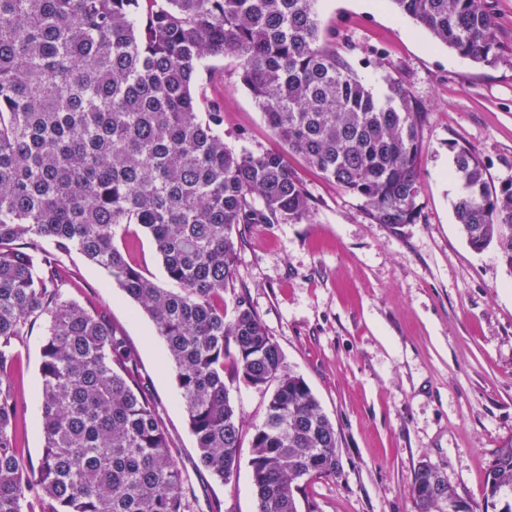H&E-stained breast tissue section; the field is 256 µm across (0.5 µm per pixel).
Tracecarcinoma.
Wrapping results in <instances>:
<instances>
[{"instance_id":"1","label":"carcinoma","mask_w":512,"mask_h":512,"mask_svg":"<svg viewBox=\"0 0 512 512\" xmlns=\"http://www.w3.org/2000/svg\"><path fill=\"white\" fill-rule=\"evenodd\" d=\"M437 43L498 60L485 0H388ZM231 56L279 148L224 143V110L200 111L205 62ZM400 81L377 97L321 45L316 0H0V512H194L136 352L105 307L70 297L61 258L77 253L154 323L175 371L200 465L222 481L239 463L243 420L225 378L270 393L252 427L256 512H300L303 483L339 473L338 435L244 294L227 318L239 241L252 224H306L312 198L296 155L360 197L376 224H410L423 147ZM454 202L469 245L512 269V181L486 178L451 145ZM148 235L170 283L119 243ZM44 323L37 471L18 448L19 347ZM441 486L442 496L430 489ZM417 512H473L422 462ZM485 501L512 512V437Z\"/></svg>"}]
</instances>
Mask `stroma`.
I'll use <instances>...</instances> for the list:
<instances>
[{"instance_id":"stroma-1","label":"stroma","mask_w":512,"mask_h":512,"mask_svg":"<svg viewBox=\"0 0 512 512\" xmlns=\"http://www.w3.org/2000/svg\"><path fill=\"white\" fill-rule=\"evenodd\" d=\"M497 18L499 58L484 66L435 43L388 0H319L320 29L375 95L404 83L421 114L424 153L414 223L376 224L361 199L296 156L289 164L314 201L306 224H257L237 253L232 306L246 292L277 342L285 370L301 376L334 423L340 471L308 482L298 499L316 512H416L411 479L429 462L474 512H486L485 479L512 437V268L495 248L472 249L456 221L451 144L479 153L488 177L512 180V0H485ZM201 105L224 106L233 148L276 142L232 57L196 80ZM123 245L156 282L163 267L150 238L130 227ZM73 297L105 306L139 357L171 450L197 512H256L242 443L222 482L203 469L163 341L151 319L102 269L73 255ZM44 329L35 324L13 374L25 405L20 449L43 453L40 387Z\"/></svg>"}]
</instances>
